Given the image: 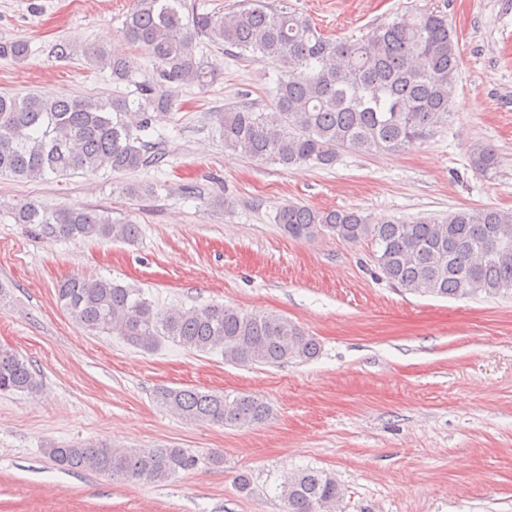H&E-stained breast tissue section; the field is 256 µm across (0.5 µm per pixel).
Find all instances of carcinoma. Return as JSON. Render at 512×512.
Instances as JSON below:
<instances>
[{
	"label": "carcinoma",
	"mask_w": 512,
	"mask_h": 512,
	"mask_svg": "<svg viewBox=\"0 0 512 512\" xmlns=\"http://www.w3.org/2000/svg\"><path fill=\"white\" fill-rule=\"evenodd\" d=\"M119 36L148 53L160 80L202 89L215 79V66L196 56L203 43L240 60H273L281 76L272 106L229 108L214 113L213 121L224 150L285 168L330 167L347 150L376 155L412 147L448 125L462 64L458 37L441 14L408 11L365 36L336 41L292 11L288 0H239L226 12H202L192 0H136ZM84 54L89 64L110 69L113 82H135L131 58L95 45ZM28 55L25 40L0 42V58L23 62ZM170 108L169 96L145 81L135 99L0 93V175L35 180L153 166L163 158L155 112ZM469 160L487 174L497 166V153L476 144ZM12 218L64 239L133 242L139 236V225L100 209L48 210L26 201ZM276 224L293 239L371 241L379 272L407 293L512 299V209L464 207L441 218L372 222L356 209L287 203ZM57 301L90 334L116 336L144 352L171 341L192 351H219L224 362L238 366L318 353L315 339L280 315L218 304L159 309L140 289L112 279L73 276L57 288ZM40 386L41 375L27 359L0 347V393L35 394ZM155 399L190 423L243 428L270 416L264 398L252 393L160 387ZM45 452L64 470L142 483L165 481L201 463L182 448L106 442L51 444ZM278 497L284 512H337L344 490L331 473L302 468L278 487Z\"/></svg>",
	"instance_id": "cac0c4a2"
}]
</instances>
